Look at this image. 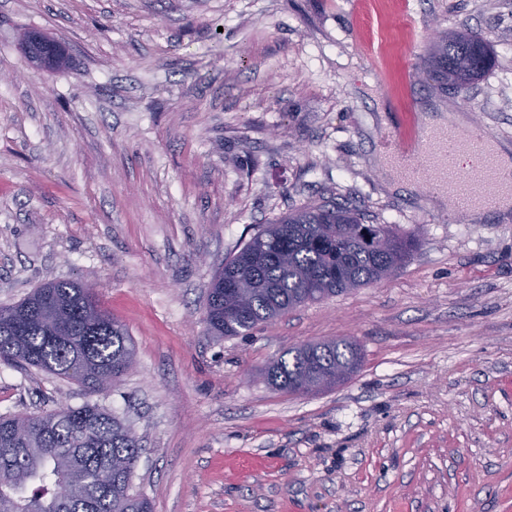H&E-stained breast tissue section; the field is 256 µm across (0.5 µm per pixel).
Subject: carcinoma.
<instances>
[{
  "label": "carcinoma",
  "mask_w": 512,
  "mask_h": 512,
  "mask_svg": "<svg viewBox=\"0 0 512 512\" xmlns=\"http://www.w3.org/2000/svg\"><path fill=\"white\" fill-rule=\"evenodd\" d=\"M430 71L469 85L493 65V52L467 29L435 41ZM384 247H378V241ZM416 241L394 224H364L340 203L297 208L258 231L224 262L205 307L207 331L244 336L310 302L378 283L398 271ZM127 330L98 305L93 288L53 280L0 306V362L63 377L94 394L133 365ZM360 348L346 339L288 349L263 371L288 394L317 393L350 378ZM142 444L112 412L85 403L41 414L0 416V512H151L131 493ZM69 486L65 497L56 486ZM35 485L31 495L24 488Z\"/></svg>",
  "instance_id": "cac0c4a2"
}]
</instances>
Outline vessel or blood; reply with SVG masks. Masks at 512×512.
Listing matches in <instances>:
<instances>
[{"instance_id":"1","label":"vessel or blood","mask_w":512,"mask_h":512,"mask_svg":"<svg viewBox=\"0 0 512 512\" xmlns=\"http://www.w3.org/2000/svg\"><path fill=\"white\" fill-rule=\"evenodd\" d=\"M470 138L453 137L450 131L419 129L406 135L393 130L384 138L393 164L406 175L419 179L426 186L438 187L452 201H465L473 209L486 208L502 196H512V177L501 174L494 149L493 135L478 124ZM479 159L473 169L457 165L461 154Z\"/></svg>"}]
</instances>
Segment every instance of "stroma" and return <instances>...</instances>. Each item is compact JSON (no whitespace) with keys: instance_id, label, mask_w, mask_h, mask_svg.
<instances>
[{"instance_id":"stroma-1","label":"stroma","mask_w":512,"mask_h":512,"mask_svg":"<svg viewBox=\"0 0 512 512\" xmlns=\"http://www.w3.org/2000/svg\"><path fill=\"white\" fill-rule=\"evenodd\" d=\"M463 28L495 62L457 95L424 73ZM30 30L70 65L34 67ZM429 111L512 146V0H0V306L75 280L128 329L136 364L95 401L142 439L153 512H512V215L378 163ZM322 201L419 245L387 280L210 336L214 272ZM336 337L363 354L344 383L264 382ZM86 400L0 363V415Z\"/></svg>"}]
</instances>
